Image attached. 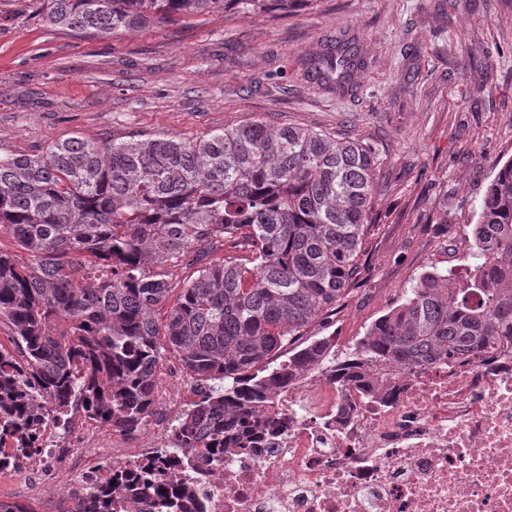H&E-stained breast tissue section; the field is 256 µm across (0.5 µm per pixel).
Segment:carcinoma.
<instances>
[{
  "label": "carcinoma",
  "mask_w": 512,
  "mask_h": 512,
  "mask_svg": "<svg viewBox=\"0 0 512 512\" xmlns=\"http://www.w3.org/2000/svg\"><path fill=\"white\" fill-rule=\"evenodd\" d=\"M55 26L78 34L196 20L217 8L275 9L295 0H44ZM347 45L314 63L343 83ZM377 156L365 144L259 119L202 139L98 143L70 137L38 154L0 155V318L23 361L0 350V434L33 442L41 416L76 403L102 424L134 430L149 414L163 351L193 377L218 379L172 426L158 456L172 470L192 453L224 462L271 430L264 407L295 375L329 368L367 385L512 336V160L490 180L472 227L473 273L459 285L423 274L340 357L331 337L304 330L336 310L357 276ZM249 252L196 270L166 313L167 265L226 243ZM204 512L188 482L130 474L71 512Z\"/></svg>",
  "instance_id": "1"
}]
</instances>
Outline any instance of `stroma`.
<instances>
[{"label": "stroma", "mask_w": 512, "mask_h": 512, "mask_svg": "<svg viewBox=\"0 0 512 512\" xmlns=\"http://www.w3.org/2000/svg\"><path fill=\"white\" fill-rule=\"evenodd\" d=\"M346 43L341 85L309 64ZM337 132L378 157L359 275L312 336L349 352L424 273L470 275L471 229L512 160V0H296L79 35L43 0H0V154L83 136L199 139L249 119Z\"/></svg>", "instance_id": "1"}]
</instances>
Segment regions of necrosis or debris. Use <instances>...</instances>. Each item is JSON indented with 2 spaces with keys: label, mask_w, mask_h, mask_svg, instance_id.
Instances as JSON below:
<instances>
[{
  "label": "necrosis or debris",
  "mask_w": 512,
  "mask_h": 512,
  "mask_svg": "<svg viewBox=\"0 0 512 512\" xmlns=\"http://www.w3.org/2000/svg\"><path fill=\"white\" fill-rule=\"evenodd\" d=\"M271 411L284 427L261 447L189 468L204 512H512V336L449 365L394 371L379 391L307 372L276 391ZM66 423L47 421L30 448L0 438V461L26 481L27 512H45L41 484L60 462L82 499L173 443L155 420L145 446L83 412ZM78 437L110 450L106 466L75 450Z\"/></svg>",
  "instance_id": "obj_1"
}]
</instances>
